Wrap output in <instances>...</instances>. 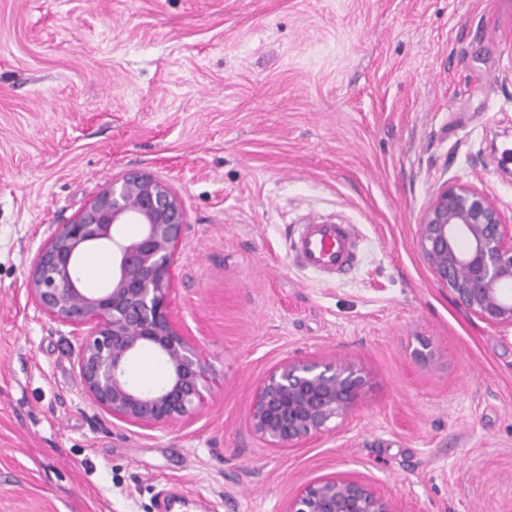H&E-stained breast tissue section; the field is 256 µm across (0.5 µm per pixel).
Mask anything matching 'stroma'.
I'll return each instance as SVG.
<instances>
[{
	"instance_id": "35a3bbf8",
	"label": "stroma",
	"mask_w": 512,
	"mask_h": 512,
	"mask_svg": "<svg viewBox=\"0 0 512 512\" xmlns=\"http://www.w3.org/2000/svg\"><path fill=\"white\" fill-rule=\"evenodd\" d=\"M510 142L512 0H0V512H282L327 473L400 512H512V329L452 302L417 245L447 182L512 223ZM131 169L187 214L171 312L209 375L182 428L113 424L24 288ZM309 217L359 242L328 283L287 255ZM328 353L360 364L358 406L266 447L256 389Z\"/></svg>"
}]
</instances>
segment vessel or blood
<instances>
[{
	"instance_id": "vessel-or-blood-1",
	"label": "vessel or blood",
	"mask_w": 512,
	"mask_h": 512,
	"mask_svg": "<svg viewBox=\"0 0 512 512\" xmlns=\"http://www.w3.org/2000/svg\"><path fill=\"white\" fill-rule=\"evenodd\" d=\"M288 256L302 270L338 274L354 264L357 241L348 225L310 219L299 225Z\"/></svg>"
}]
</instances>
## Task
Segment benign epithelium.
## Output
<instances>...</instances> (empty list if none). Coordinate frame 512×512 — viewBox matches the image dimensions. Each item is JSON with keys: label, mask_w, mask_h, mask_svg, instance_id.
<instances>
[{"label": "benign epithelium", "mask_w": 512, "mask_h": 512, "mask_svg": "<svg viewBox=\"0 0 512 512\" xmlns=\"http://www.w3.org/2000/svg\"><path fill=\"white\" fill-rule=\"evenodd\" d=\"M124 224L137 225L138 233L123 236ZM186 224L169 184L129 170L57 227L25 280L38 313L80 337V379L114 424L144 431L181 426L204 400L202 350L179 331L170 310L174 258ZM417 244L455 304L512 328V225L487 193L471 183L443 185L422 213ZM101 247L111 250L112 276L103 288H87L82 264ZM144 351L167 368L165 381L150 390L130 377L131 361ZM365 383L354 358L288 356L257 389L250 431L269 448H297L347 417ZM283 512L399 510L373 483L329 474L301 485Z\"/></svg>", "instance_id": "obj_1"}]
</instances>
